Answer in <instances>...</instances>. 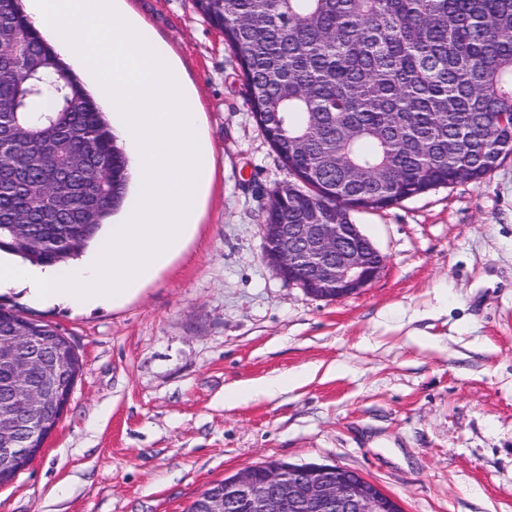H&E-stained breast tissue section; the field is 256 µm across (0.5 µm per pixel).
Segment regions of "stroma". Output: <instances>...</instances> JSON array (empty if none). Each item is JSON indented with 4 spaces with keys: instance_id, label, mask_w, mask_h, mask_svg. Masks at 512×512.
Listing matches in <instances>:
<instances>
[{
    "instance_id": "obj_1",
    "label": "stroma",
    "mask_w": 512,
    "mask_h": 512,
    "mask_svg": "<svg viewBox=\"0 0 512 512\" xmlns=\"http://www.w3.org/2000/svg\"><path fill=\"white\" fill-rule=\"evenodd\" d=\"M127 4L195 87L213 179L186 248L123 305L0 291L83 359L0 512H186L270 458L355 471L405 512H512V156L481 183L352 212L386 266L358 294L314 299L263 260L261 209L289 175L222 35L193 0ZM298 372L274 395L225 398Z\"/></svg>"
}]
</instances>
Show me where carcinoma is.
I'll list each match as a JSON object with an SVG mask.
<instances>
[{"mask_svg":"<svg viewBox=\"0 0 512 512\" xmlns=\"http://www.w3.org/2000/svg\"><path fill=\"white\" fill-rule=\"evenodd\" d=\"M283 168L266 224H349L512 155V0H193ZM112 126L0 0V251L77 259L128 200Z\"/></svg>","mask_w":512,"mask_h":512,"instance_id":"cac0c4a2","label":"carcinoma"}]
</instances>
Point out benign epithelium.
Masks as SVG:
<instances>
[{
  "label": "benign epithelium",
  "instance_id": "1",
  "mask_svg": "<svg viewBox=\"0 0 512 512\" xmlns=\"http://www.w3.org/2000/svg\"><path fill=\"white\" fill-rule=\"evenodd\" d=\"M264 259L288 283L310 296L339 301L361 292L386 261H368L378 252L356 224H265ZM82 360L70 339L56 331L35 336L20 323L0 338V458L12 469L0 485L13 482L42 451L71 399L66 377L78 378ZM298 512H405L399 498L377 483L346 474L338 465L293 464L268 459L224 478L220 495L206 512L244 504L248 512H273L282 502Z\"/></svg>",
  "mask_w": 512,
  "mask_h": 512
}]
</instances>
